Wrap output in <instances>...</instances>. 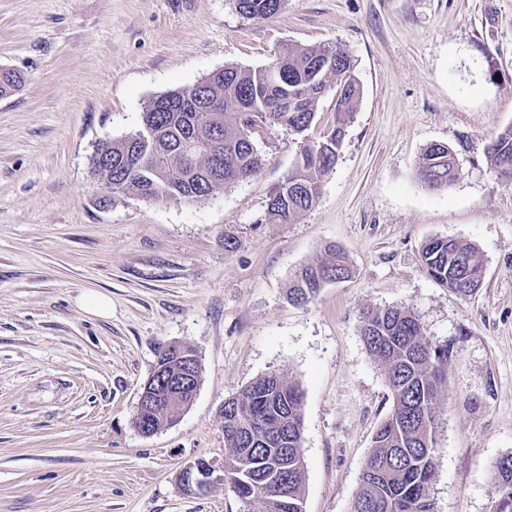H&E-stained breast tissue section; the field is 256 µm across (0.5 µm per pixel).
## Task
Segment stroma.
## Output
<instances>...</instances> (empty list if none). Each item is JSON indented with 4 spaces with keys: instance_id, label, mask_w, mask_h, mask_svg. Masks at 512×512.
I'll return each mask as SVG.
<instances>
[{
    "instance_id": "obj_1",
    "label": "stroma",
    "mask_w": 512,
    "mask_h": 512,
    "mask_svg": "<svg viewBox=\"0 0 512 512\" xmlns=\"http://www.w3.org/2000/svg\"><path fill=\"white\" fill-rule=\"evenodd\" d=\"M285 43L344 48L362 88L295 223L265 220L298 150L276 125L257 173L202 202L115 193L94 172L153 98ZM0 68L23 78L0 97V512H263L221 483L185 493L179 473L222 466L225 399L273 372L304 393V512H350L393 407L358 314L393 305L448 348L434 512H493L512 454V181L487 147L512 126V0H286L264 21L232 0H0ZM436 142L459 176L430 191L417 166ZM432 237L478 250L472 295L424 271ZM332 244L349 277L293 304L295 272ZM89 293L111 316L83 310ZM170 344L195 350L200 385L145 436L139 396Z\"/></svg>"
}]
</instances>
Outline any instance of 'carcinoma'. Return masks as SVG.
Masks as SVG:
<instances>
[{
    "label": "carcinoma",
    "instance_id": "obj_1",
    "mask_svg": "<svg viewBox=\"0 0 512 512\" xmlns=\"http://www.w3.org/2000/svg\"><path fill=\"white\" fill-rule=\"evenodd\" d=\"M239 13L264 20L286 0H233ZM348 52L339 46L284 44L273 66H226L198 84L150 101L139 132L97 146L95 172L114 192L132 191L156 201H203L216 190L252 176L260 165L255 119L304 134L316 117L319 90L341 92L334 123L322 140H302L293 167L275 187L266 214L271 224H291L318 200L321 179L333 171L345 128L361 97ZM16 73L0 69V96L19 86ZM197 141L192 152L185 144ZM497 176L512 180V127L490 144ZM458 176L448 145H429L418 178L440 191ZM428 275L460 296L481 283L477 249L455 239H428L421 250ZM349 276L343 254L300 269L289 289L296 303L312 300L330 280ZM366 349L384 369L393 408L373 437L351 512H434L436 406L448 362V346L432 344L416 315L402 307L360 312ZM224 470L237 497L258 500L264 512H300L304 457L303 393L278 373L260 377L224 400ZM496 512H512V454L495 467Z\"/></svg>",
    "mask_w": 512,
    "mask_h": 512
}]
</instances>
